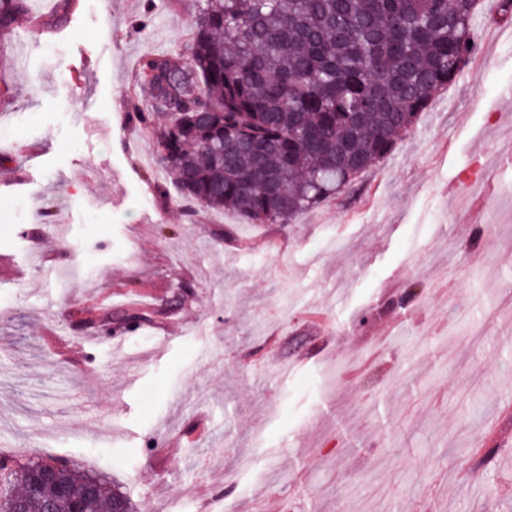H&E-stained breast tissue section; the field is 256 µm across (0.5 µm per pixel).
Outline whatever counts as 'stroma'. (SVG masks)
Segmentation results:
<instances>
[{
	"label": "stroma",
	"instance_id": "1",
	"mask_svg": "<svg viewBox=\"0 0 512 512\" xmlns=\"http://www.w3.org/2000/svg\"><path fill=\"white\" fill-rule=\"evenodd\" d=\"M0 41V454L134 512H512V16L344 193L286 224L185 202L130 118L190 0H27ZM46 252L56 271L34 261ZM154 322L104 335V307Z\"/></svg>",
	"mask_w": 512,
	"mask_h": 512
}]
</instances>
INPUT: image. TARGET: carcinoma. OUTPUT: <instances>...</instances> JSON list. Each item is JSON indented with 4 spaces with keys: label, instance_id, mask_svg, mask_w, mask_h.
<instances>
[{
    "label": "carcinoma",
    "instance_id": "cac0c4a2",
    "mask_svg": "<svg viewBox=\"0 0 512 512\" xmlns=\"http://www.w3.org/2000/svg\"><path fill=\"white\" fill-rule=\"evenodd\" d=\"M480 0H194L189 59L138 62L151 110L137 119L180 195L252 224H286L351 186L412 129L431 96L460 75L479 40ZM24 0H0V31ZM204 102L159 112L160 101ZM130 310L105 326L148 321ZM54 460L0 456V512H43L28 495ZM69 496L55 512H133L104 480L60 464Z\"/></svg>",
    "mask_w": 512,
    "mask_h": 512
}]
</instances>
